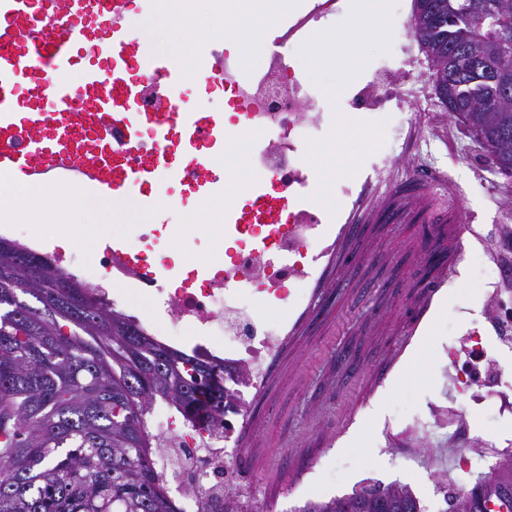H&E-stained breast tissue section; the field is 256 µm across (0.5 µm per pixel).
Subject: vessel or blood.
Returning <instances> with one entry per match:
<instances>
[{
  "label": "vessel or blood",
  "instance_id": "1",
  "mask_svg": "<svg viewBox=\"0 0 512 512\" xmlns=\"http://www.w3.org/2000/svg\"><path fill=\"white\" fill-rule=\"evenodd\" d=\"M154 7L155 0H0V174L79 182L135 199L145 212L163 206L161 184L225 197L221 120L192 106L162 116L188 87L223 85V43L198 40L186 64L159 52L129 20ZM144 136L156 148L130 164ZM254 189L250 205L226 207V220L281 223L285 190L263 175Z\"/></svg>",
  "mask_w": 512,
  "mask_h": 512
}]
</instances>
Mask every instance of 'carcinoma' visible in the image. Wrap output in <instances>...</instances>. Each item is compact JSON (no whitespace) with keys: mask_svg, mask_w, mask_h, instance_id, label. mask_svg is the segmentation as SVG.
<instances>
[{"mask_svg":"<svg viewBox=\"0 0 512 512\" xmlns=\"http://www.w3.org/2000/svg\"><path fill=\"white\" fill-rule=\"evenodd\" d=\"M412 34L436 95L491 172L512 165V0H414ZM0 237V512H181L153 465L149 415L227 414L220 365L168 346L48 256ZM29 296L31 304L24 300ZM512 493L498 467L443 496L491 512ZM298 512H424L408 485L374 481Z\"/></svg>","mask_w":512,"mask_h":512,"instance_id":"1","label":"carcinoma"}]
</instances>
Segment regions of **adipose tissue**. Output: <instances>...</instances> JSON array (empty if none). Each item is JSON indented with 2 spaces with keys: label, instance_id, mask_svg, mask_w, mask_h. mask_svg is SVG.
I'll list each match as a JSON object with an SVG mask.
<instances>
[{
  "label": "adipose tissue",
  "instance_id": "obj_1",
  "mask_svg": "<svg viewBox=\"0 0 512 512\" xmlns=\"http://www.w3.org/2000/svg\"><path fill=\"white\" fill-rule=\"evenodd\" d=\"M288 7V0H237L232 20L225 23L232 32L224 41L225 48L251 55L264 52ZM346 8L350 23L320 37L308 52L312 61L346 65L351 57L362 54L368 44L381 41V0H348ZM223 12V0H158L157 17L162 26L157 36L160 42H168V23H176L178 30L187 32L201 28L207 18ZM48 208L58 225L53 236L59 246L81 245L93 250L101 245L102 235L89 228L93 207L79 189L58 193L48 185L0 181L1 223L25 220L38 224Z\"/></svg>",
  "mask_w": 512,
  "mask_h": 512
}]
</instances>
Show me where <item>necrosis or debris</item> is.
<instances>
[{
    "instance_id": "1",
    "label": "necrosis or debris",
    "mask_w": 512,
    "mask_h": 512,
    "mask_svg": "<svg viewBox=\"0 0 512 512\" xmlns=\"http://www.w3.org/2000/svg\"><path fill=\"white\" fill-rule=\"evenodd\" d=\"M336 12V0H312L311 6L289 17L277 46L262 66L242 78L238 58L224 57V94L237 109L236 124L250 137L247 167L277 181L289 194L310 189V172L302 154L331 129L332 118L310 85L299 78L288 50L305 45L317 23ZM410 61L394 59L378 69L372 80L355 87L348 104L355 113L372 119L387 114L398 122L402 135L412 137L430 128L432 116L413 107L427 87L416 80ZM495 241L485 240L474 225L470 237L481 245V258L495 276L482 286L489 313L486 324L468 328L459 350L450 355L449 380L467 399L455 412L434 410L433 422L447 429L453 444L468 446L477 458L486 449L512 450V442L474 439L469 435V408L498 404L500 413L512 414V208L503 207L497 218ZM238 246L217 265L202 284L164 288L147 279L140 262L131 265L112 249L81 260L84 274L95 268L108 273L111 285H139L164 316L163 337L176 341L184 330L202 336H232L224 349L226 360L246 368L252 389H260L267 366L287 343L286 323L271 324L255 313L258 301L273 298L291 309H307L308 286L335 250L330 215L309 202L291 206L282 224H239ZM161 468L179 474L178 499L182 512H245L249 485H235V469L224 448L220 419L157 420Z\"/></svg>"
}]
</instances>
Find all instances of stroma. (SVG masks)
<instances>
[{"mask_svg": "<svg viewBox=\"0 0 512 512\" xmlns=\"http://www.w3.org/2000/svg\"><path fill=\"white\" fill-rule=\"evenodd\" d=\"M290 54L337 116L334 139L307 151L317 174L316 200L337 214L343 205L336 180L360 183L373 155L391 148L396 134L387 118L353 116L346 99H334L335 86L346 80L343 67L309 63L304 47ZM438 121L434 133L403 144L404 154L419 158L428 173L411 172L368 192L345 224L313 285V302L270 367L265 387L245 396L244 419L228 450L232 461L246 462V475L260 492L252 512H297L305 501L351 493L366 478L409 485L425 512L444 506L436 474L448 468L447 439L436 431L414 442L402 437V444L416 446L406 456L385 450L382 431L412 426L433 406L459 405L445 351L459 345L465 326L484 321L467 281L493 275L473 259L476 244L462 226L469 220L493 235L503 200L474 182L470 139L449 141L447 113ZM331 168L337 171L332 180L325 176ZM452 191L462 194L459 207L448 204ZM172 194L177 204L155 212L102 206L94 220L115 240L145 235L147 248L177 268L210 255L219 243L234 247L221 221L172 243V231L200 203L186 188ZM426 267L436 292L416 284Z\"/></svg>", "mask_w": 512, "mask_h": 512, "instance_id": "1", "label": "stroma"}]
</instances>
